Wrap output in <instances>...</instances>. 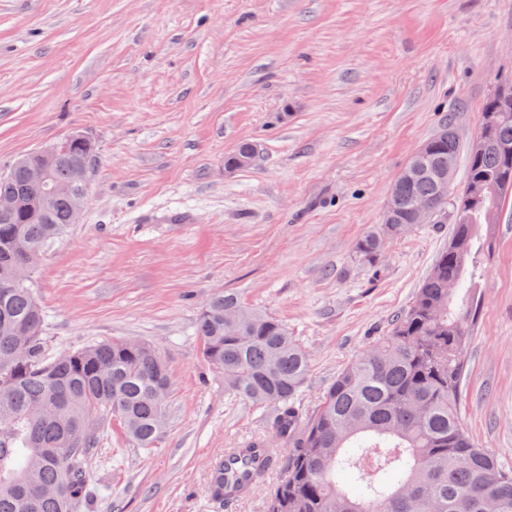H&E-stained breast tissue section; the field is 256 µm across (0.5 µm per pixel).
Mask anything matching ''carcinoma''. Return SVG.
I'll list each match as a JSON object with an SVG mask.
<instances>
[{"mask_svg": "<svg viewBox=\"0 0 512 512\" xmlns=\"http://www.w3.org/2000/svg\"><path fill=\"white\" fill-rule=\"evenodd\" d=\"M492 118L487 148L468 152L467 182L482 193L457 201L464 221L411 306L342 369L312 416L297 400L308 355L288 327L233 293L212 297L201 312L203 353L224 371L225 387L279 406L275 435L289 448L288 466L267 512H512V472L472 442L457 410L492 224L509 195L502 183L512 184V164L499 149L512 146V108ZM425 145L424 158L409 160L394 183L399 223L362 237L359 261L376 264L385 240L414 227V206L436 199L461 146L446 122ZM80 160L77 148L60 147L50 182L69 192L38 203L37 185L18 166L0 176V196L21 200L0 218V512H76L89 495L93 414H109L147 450L165 426L169 374L149 344L45 352V314L30 274L71 227L74 199L85 194L75 174Z\"/></svg>", "mask_w": 512, "mask_h": 512, "instance_id": "1", "label": "carcinoma"}]
</instances>
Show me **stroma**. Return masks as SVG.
Masks as SVG:
<instances>
[{
	"label": "stroma",
	"mask_w": 512,
	"mask_h": 512,
	"mask_svg": "<svg viewBox=\"0 0 512 512\" xmlns=\"http://www.w3.org/2000/svg\"><path fill=\"white\" fill-rule=\"evenodd\" d=\"M509 84L512 0H0V174L74 133L94 149L79 223L32 272L47 353L135 338L169 372L151 451L95 418L82 512H267L277 470L230 505L207 493L226 449L274 443L277 408L205 361V303L233 291L287 325L313 414L452 226L387 240L375 267L357 241L440 123L470 142ZM243 142L255 163L228 169ZM484 266L458 412L512 470V200Z\"/></svg>",
	"instance_id": "obj_1"
}]
</instances>
